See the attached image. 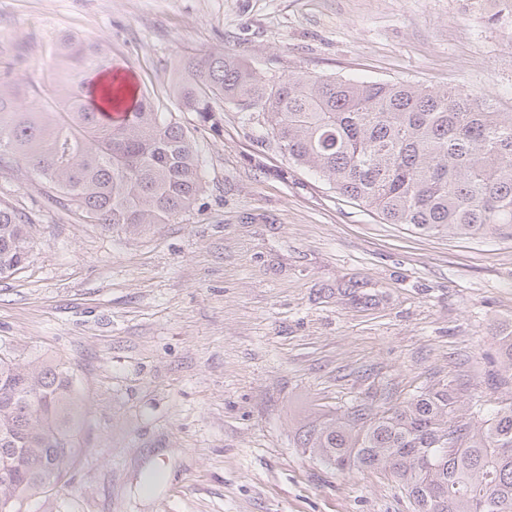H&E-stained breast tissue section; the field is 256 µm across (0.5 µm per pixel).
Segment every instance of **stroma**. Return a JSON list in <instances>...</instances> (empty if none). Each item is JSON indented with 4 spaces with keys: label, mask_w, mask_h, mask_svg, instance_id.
Masks as SVG:
<instances>
[{
    "label": "stroma",
    "mask_w": 512,
    "mask_h": 512,
    "mask_svg": "<svg viewBox=\"0 0 512 512\" xmlns=\"http://www.w3.org/2000/svg\"><path fill=\"white\" fill-rule=\"evenodd\" d=\"M102 45L192 133L203 189L170 223L87 224L23 162L0 201L31 221L0 278V349L65 363L85 399L84 454L24 512H413L385 468L341 472L296 443L305 416L384 410L444 384L512 398V240L380 223L289 163L233 104L169 96L190 52L263 78L407 82L512 112V14L466 0H0V64L43 86L58 38Z\"/></svg>",
    "instance_id": "1"
}]
</instances>
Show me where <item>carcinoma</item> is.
I'll use <instances>...</instances> for the list:
<instances>
[{"label":"carcinoma","instance_id":"carcinoma-1","mask_svg":"<svg viewBox=\"0 0 512 512\" xmlns=\"http://www.w3.org/2000/svg\"><path fill=\"white\" fill-rule=\"evenodd\" d=\"M57 55L61 68L43 91L0 71V163L25 162L87 224L137 235L188 211L203 188L190 132L146 96L108 121L99 107L123 105L122 82L93 92L72 81L106 67L105 49L61 40ZM173 95L186 112L227 102L254 115L288 160L383 224L512 239V112L484 95L327 76L271 81L226 50L183 58ZM30 96L53 98L56 109L20 108ZM28 226L0 203L1 278L24 268ZM84 413L64 365L0 354V449H10L0 512L67 475L82 452ZM298 440L339 471L388 467L413 512H512V401L485 411L444 384L382 413L364 402L309 418Z\"/></svg>","mask_w":512,"mask_h":512}]
</instances>
